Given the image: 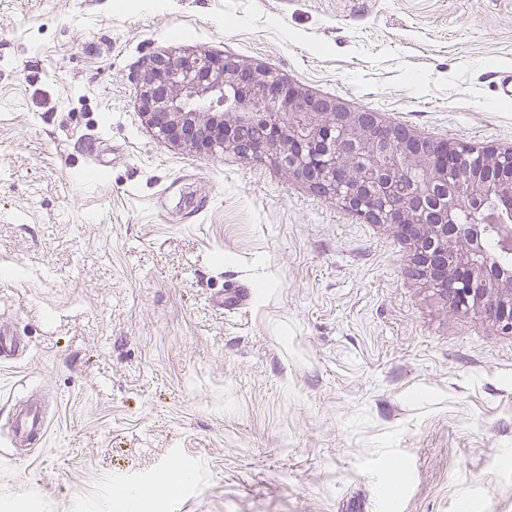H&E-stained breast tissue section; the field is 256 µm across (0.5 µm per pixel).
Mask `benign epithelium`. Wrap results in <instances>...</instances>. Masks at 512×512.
I'll return each mask as SVG.
<instances>
[{
  "label": "benign epithelium",
  "mask_w": 512,
  "mask_h": 512,
  "mask_svg": "<svg viewBox=\"0 0 512 512\" xmlns=\"http://www.w3.org/2000/svg\"><path fill=\"white\" fill-rule=\"evenodd\" d=\"M138 107L173 147L275 154L312 191L393 229L455 310L512 332V268L485 253L496 226L477 219L490 200L512 213V149L423 138L233 55L149 58Z\"/></svg>",
  "instance_id": "7a95c632"
}]
</instances>
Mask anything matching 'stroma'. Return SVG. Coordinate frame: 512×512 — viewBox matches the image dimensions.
<instances>
[{
    "mask_svg": "<svg viewBox=\"0 0 512 512\" xmlns=\"http://www.w3.org/2000/svg\"><path fill=\"white\" fill-rule=\"evenodd\" d=\"M184 52L512 148V0H0V512H512V334L275 156L153 136ZM11 427L15 443H24L28 447L42 445L48 433L46 410L42 402L38 398L31 399L13 417Z\"/></svg>",
    "mask_w": 512,
    "mask_h": 512,
    "instance_id": "1",
    "label": "stroma"
}]
</instances>
